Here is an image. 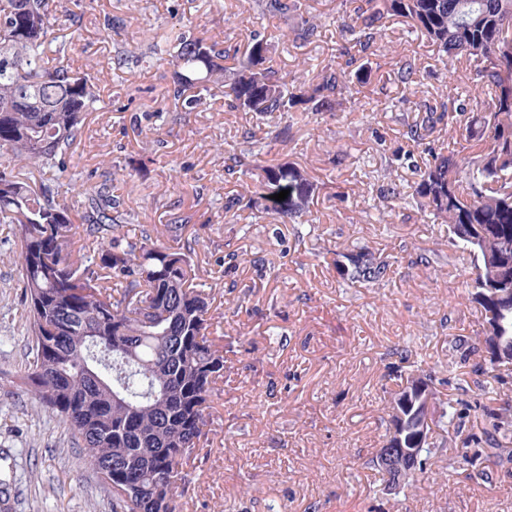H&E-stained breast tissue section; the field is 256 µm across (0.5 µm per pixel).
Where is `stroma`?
<instances>
[{"label": "stroma", "instance_id": "obj_1", "mask_svg": "<svg viewBox=\"0 0 512 512\" xmlns=\"http://www.w3.org/2000/svg\"><path fill=\"white\" fill-rule=\"evenodd\" d=\"M318 26L309 41H281L287 23L250 0H55L54 34L71 70L107 72L67 158L73 216L87 188L109 183L126 231L162 236L183 224L197 282L212 299L224 344L207 454L179 488L180 512H512V434L485 456L492 415L512 409V371L475 370L480 310L467 299L469 261L454 255L448 227L406 204L431 149L451 146L436 124L410 128L438 103L446 82L471 93L464 62L448 72L435 48L399 19L370 50L352 40L340 0H301ZM180 28L210 41H271L279 73L306 81L340 62L392 70L411 61V85L354 84L353 107L313 113L281 138L277 122L229 112L223 97L189 108L168 98L172 68L153 52L157 32ZM270 152L260 164L294 163L318 188L297 225L225 197L249 198L250 178L224 159L250 134ZM365 247L390 261L374 284L341 279L337 251ZM19 246L0 224V512H112V495L79 440L21 389L28 355ZM431 371L457 416L436 430L445 455L430 458L416 487L385 493L368 459L384 443L387 408L407 373ZM470 465L449 466L451 457Z\"/></svg>", "mask_w": 512, "mask_h": 512}]
</instances>
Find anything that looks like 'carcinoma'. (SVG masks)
Masks as SVG:
<instances>
[{
	"label": "carcinoma",
	"instance_id": "cac0c4a2",
	"mask_svg": "<svg viewBox=\"0 0 512 512\" xmlns=\"http://www.w3.org/2000/svg\"><path fill=\"white\" fill-rule=\"evenodd\" d=\"M261 13L291 18L301 0H255ZM352 31L370 49L383 23L398 18L435 46L444 65L465 59L467 95L448 87V104L422 126L456 125V148L432 161L408 203L448 225V244L469 253L476 270L468 300L482 313L484 365H512V0H351ZM49 0H0V224L21 242L32 361L27 393L55 413L83 445L112 493V512H179L176 491L209 441L211 403L224 376V346L211 335L210 303L194 283L191 247L166 246L123 231L106 184L86 192L81 220L59 200L66 156L85 115L96 110L100 73L72 72L61 58L45 65L54 38ZM156 54L173 67L172 96L199 104L211 86L227 106L258 116L284 115L281 132L305 124L367 80L363 70L327 65L306 85L270 65L266 40L244 53L180 29L156 36ZM231 60L233 66L224 62ZM403 63L380 75L412 83ZM268 144L254 139L224 169L254 178L263 211L302 216L315 192L289 163L256 165ZM290 190L274 205L268 192ZM84 244L74 249L77 235ZM95 256L84 266L77 251ZM344 280L374 282L387 261L364 247L336 252Z\"/></svg>",
	"mask_w": 512,
	"mask_h": 512
}]
</instances>
